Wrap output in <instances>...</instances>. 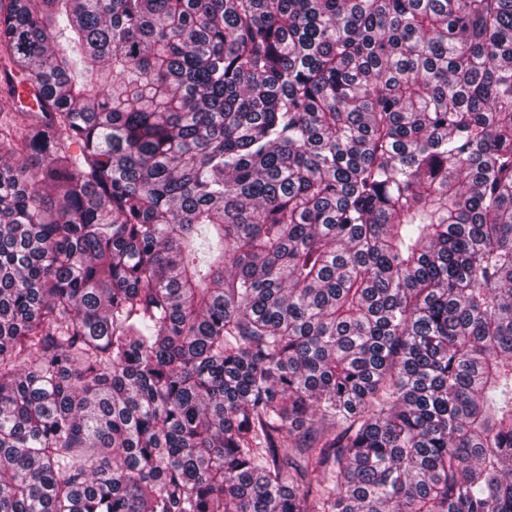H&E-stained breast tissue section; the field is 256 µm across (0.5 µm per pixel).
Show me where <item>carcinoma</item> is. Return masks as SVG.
I'll return each instance as SVG.
<instances>
[{"instance_id":"obj_1","label":"carcinoma","mask_w":512,"mask_h":512,"mask_svg":"<svg viewBox=\"0 0 512 512\" xmlns=\"http://www.w3.org/2000/svg\"><path fill=\"white\" fill-rule=\"evenodd\" d=\"M0 512H512V0H0Z\"/></svg>"}]
</instances>
